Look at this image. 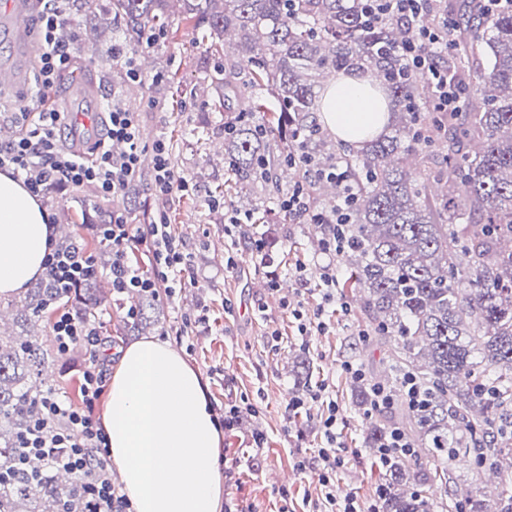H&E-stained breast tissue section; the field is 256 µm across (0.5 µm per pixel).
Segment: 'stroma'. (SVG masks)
<instances>
[{"mask_svg": "<svg viewBox=\"0 0 512 512\" xmlns=\"http://www.w3.org/2000/svg\"><path fill=\"white\" fill-rule=\"evenodd\" d=\"M108 0H98L95 15L85 17L75 39L76 61L51 97V105L80 114L83 122L102 127L113 93L135 102L141 131L146 139L163 135L169 145L178 178L193 186V193H173L158 200L149 188H142L136 202L127 210L133 223H148L157 206H165L176 217L172 233L181 239L188 262L180 273L181 290L155 309L154 323L144 334L172 344L202 377L203 388L213 409L249 397L255 414L243 415L240 424L222 431L216 450L223 462L224 497L238 501L250 512H310L320 495L314 470H297L298 453L317 448L319 423L306 414L288 413L290 399L305 397L293 373V362L306 353L312 366L309 386L328 383L339 406L337 427L347 450V463L336 475L337 484L349 487L363 502L377 499L384 481V470L365 437L369 419L352 397L353 379L341 364L354 360L372 376L383 373L381 354L365 336V317L359 303H352L346 316H333L328 333L311 337L301 346L294 325L282 308L283 299L300 298L307 306L319 300V267L340 264L339 256L323 253L314 225L295 224L277 213L278 197L258 188L233 191L232 201L239 210L252 204L270 209V228L278 237L277 247L258 259L247 245L261 235L259 224L243 225L236 237L224 234L223 212L210 208L206 200L216 186L229 177L224 165V118L210 111L204 93L197 85L210 62L194 45L191 27L179 26L175 40L159 39L143 68V86H118L112 79L110 50L112 17ZM6 0H0V67L20 72L13 85L0 87V124L10 125V112L16 111L23 97L30 94V80L36 55L23 51L17 29L11 21ZM43 207L54 215L60 229L80 234L82 225L100 224L112 214L111 201L69 187L57 190ZM233 267H226V260ZM305 262L311 273L298 281L293 270ZM277 273L282 293L266 291L269 273ZM204 315L192 325L189 336L178 337L184 316ZM104 344L100 361L113 368V355L131 344L125 336L124 311L115 296H108L99 315ZM280 336L278 348L267 342L270 332ZM266 437L263 447L248 448L244 442L253 429Z\"/></svg>", "mask_w": 512, "mask_h": 512, "instance_id": "1", "label": "stroma"}]
</instances>
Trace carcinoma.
Wrapping results in <instances>:
<instances>
[{"label":"carcinoma","mask_w":512,"mask_h":512,"mask_svg":"<svg viewBox=\"0 0 512 512\" xmlns=\"http://www.w3.org/2000/svg\"><path fill=\"white\" fill-rule=\"evenodd\" d=\"M170 0H110L112 20L124 28L123 46L141 55L151 34L170 25ZM181 21L196 44L219 57L203 80L210 111L227 112L224 164L233 187L280 191L292 170L312 206L331 213L336 200L317 191L338 189L336 178L311 168L337 165L353 185L341 254L340 285L363 294V311L384 351V369L405 373L425 388L427 402L396 400L391 415L375 417L368 433L381 448L397 425L416 454L437 457L434 470L397 457L385 474L382 512H433L422 490H457L450 465L474 459L505 477L490 502L477 494L458 505L466 512H512V10L487 13L482 0H458L448 80L468 94L462 112H431L432 89L411 70L400 45L401 22L364 23V0H180ZM336 72L368 74L382 82L391 109L378 135L362 128L359 149L336 139L319 122L320 91ZM252 95L236 94L239 75ZM96 279L74 298L76 312L98 316ZM58 298L39 283L0 307L16 311L22 333L0 336V470L14 466L16 441L45 392L41 376L50 356L32 331ZM137 333L155 299L142 294ZM42 474L31 487L18 476L0 485V512H63L75 483L58 484L38 458Z\"/></svg>","instance_id":"carcinoma-1"}]
</instances>
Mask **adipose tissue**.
Masks as SVG:
<instances>
[{"label": "adipose tissue", "instance_id": "obj_1", "mask_svg": "<svg viewBox=\"0 0 512 512\" xmlns=\"http://www.w3.org/2000/svg\"><path fill=\"white\" fill-rule=\"evenodd\" d=\"M371 83L344 77L323 95L326 125L351 146L362 127L386 121ZM52 234L40 202L0 172V295L17 293L42 271ZM110 459L135 512H217L222 477L212 464L220 442L201 377L167 343L145 338L125 348L110 379L103 419Z\"/></svg>", "mask_w": 512, "mask_h": 512}]
</instances>
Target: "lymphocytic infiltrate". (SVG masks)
<instances>
[{
    "mask_svg": "<svg viewBox=\"0 0 512 512\" xmlns=\"http://www.w3.org/2000/svg\"><path fill=\"white\" fill-rule=\"evenodd\" d=\"M37 8L33 28L39 36L41 53L35 76L36 95L31 104L21 105L16 119L24 131L11 142L0 145V170L11 171L23 178L28 190L38 198H46L55 188L71 185L90 190L96 197L113 199L125 193L127 187L141 175L140 160L145 152L154 154L153 191L169 194L187 191V181L176 178L169 147L164 138L145 143L140 137L134 113L128 112L120 96L108 103L107 136L119 144V151L94 145L87 160L76 159L61 143V131L68 117L47 107L61 75L69 70L75 58V43L64 36L70 26L65 0H35ZM371 9L366 18L374 22L385 15L398 18L406 27L408 39L403 54L411 69L425 71L435 84L437 112H459L466 105L463 90L449 82L441 60L451 49L449 24L432 29L421 26L419 17L426 7L425 0H369ZM350 184L340 183L333 217L314 212L303 189L289 191L282 206L289 216L312 224L330 223L324 243L328 253H340L347 243L346 217L353 201ZM87 234L94 236L112 251V291L132 299L142 293L154 297L172 296L178 272L187 263L180 240L172 237L163 222L155 220L133 227L126 212L113 208L108 223L86 225ZM146 247L153 254L151 273H143L126 260L128 248ZM91 257L76 244L66 245L52 240L40 275L42 282L64 295L79 294L84 283L98 275ZM321 301L316 309L293 304L296 336L300 341L324 333L328 328V312H346L345 303L336 295L338 270L324 266L319 274ZM52 339L58 352L74 356L73 368L81 378V405L74 406L58 392L44 393L38 402L39 413L18 437L20 454L17 465H25L35 456L51 469L71 474L80 487L81 512H134L127 496L113 480L108 467L109 440L96 409L105 392L107 374L99 361L101 338L97 327L79 315L62 312L52 327ZM287 408L317 409L319 412L320 445L312 455L300 456L299 469L318 466L321 501L315 512H376V505H364L357 497L337 499L334 493L336 473L345 463L341 434L337 430L339 406L320 384L307 398L292 399Z\"/></svg>",
    "mask_w": 512,
    "mask_h": 512,
    "instance_id": "obj_1",
    "label": "lymphocytic infiltrate"
}]
</instances>
